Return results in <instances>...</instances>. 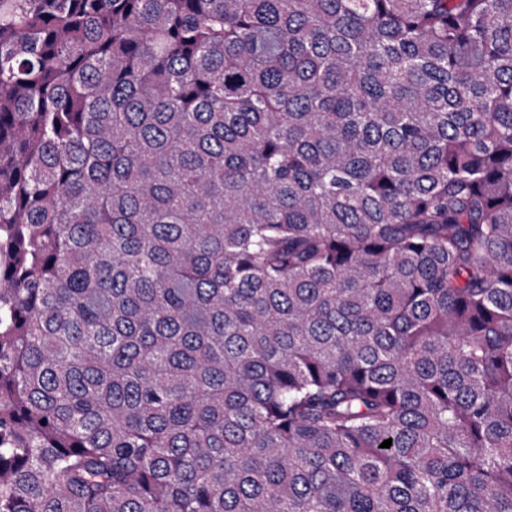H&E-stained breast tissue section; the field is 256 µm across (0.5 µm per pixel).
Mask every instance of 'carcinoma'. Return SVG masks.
Segmentation results:
<instances>
[{"instance_id": "1", "label": "carcinoma", "mask_w": 512, "mask_h": 512, "mask_svg": "<svg viewBox=\"0 0 512 512\" xmlns=\"http://www.w3.org/2000/svg\"><path fill=\"white\" fill-rule=\"evenodd\" d=\"M0 512H512V0H0Z\"/></svg>"}]
</instances>
